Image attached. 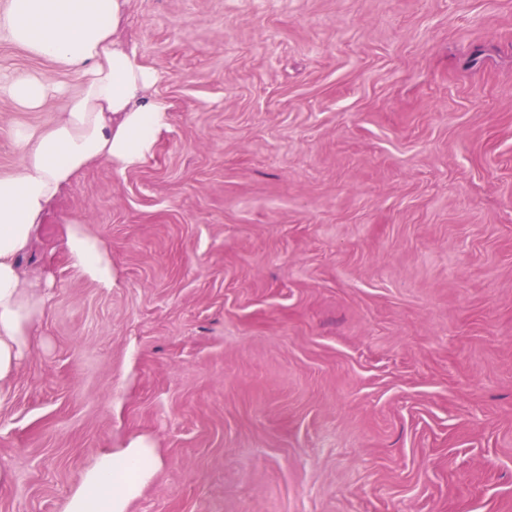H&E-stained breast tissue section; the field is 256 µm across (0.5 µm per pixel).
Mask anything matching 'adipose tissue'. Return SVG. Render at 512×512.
I'll return each mask as SVG.
<instances>
[{
    "instance_id": "obj_1",
    "label": "adipose tissue",
    "mask_w": 512,
    "mask_h": 512,
    "mask_svg": "<svg viewBox=\"0 0 512 512\" xmlns=\"http://www.w3.org/2000/svg\"><path fill=\"white\" fill-rule=\"evenodd\" d=\"M120 21L121 0H6L0 10V33L12 44L80 79L71 94L45 74H19L0 87L26 110L67 97L65 110L48 124L15 128L20 159L0 175V401L49 307L45 284L22 265L47 206L96 162L122 172L143 165L168 126V105L154 93L161 75L118 42ZM67 248L80 269L111 287L112 265L98 239L75 229ZM159 465L153 446L142 440L104 452L64 512H127Z\"/></svg>"
}]
</instances>
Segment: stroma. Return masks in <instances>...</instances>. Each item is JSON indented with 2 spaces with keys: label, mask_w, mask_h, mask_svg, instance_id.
Here are the masks:
<instances>
[{
  "label": "stroma",
  "mask_w": 512,
  "mask_h": 512,
  "mask_svg": "<svg viewBox=\"0 0 512 512\" xmlns=\"http://www.w3.org/2000/svg\"><path fill=\"white\" fill-rule=\"evenodd\" d=\"M119 37L169 126L36 228L0 512L141 439L127 512H512V0H125ZM21 73L78 85L0 39ZM65 106L0 94V174ZM67 248L74 263L104 288L113 283L112 265L102 243L74 228L67 239Z\"/></svg>",
  "instance_id": "obj_1"
}]
</instances>
